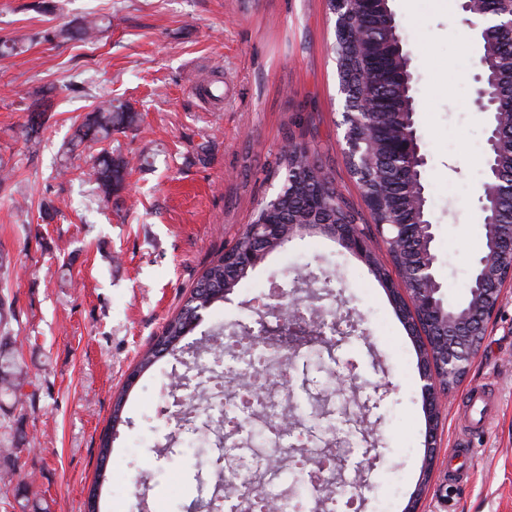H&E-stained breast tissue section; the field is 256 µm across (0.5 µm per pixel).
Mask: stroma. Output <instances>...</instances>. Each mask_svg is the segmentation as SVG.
<instances>
[{
  "instance_id": "stroma-1",
  "label": "stroma",
  "mask_w": 512,
  "mask_h": 512,
  "mask_svg": "<svg viewBox=\"0 0 512 512\" xmlns=\"http://www.w3.org/2000/svg\"><path fill=\"white\" fill-rule=\"evenodd\" d=\"M0 0V39L17 54L0 59V290L14 303V350L39 390L36 405L0 397V422L21 429L30 501L48 512H82L97 488L103 512H192L197 482L215 456L206 423L181 429L167 408L176 396L161 358L127 391L109 468L98 480L99 437L113 396L209 263L229 248L277 183L267 168L288 136L307 146L337 194L370 222L350 174L342 123L345 96L329 51L336 17L329 0ZM413 76L415 120L428 164L424 182L435 226L437 276L448 304L468 297L483 216L488 124L476 110L480 47L460 22L458 0H392ZM101 20L92 42L47 40L80 18ZM47 95L37 138L22 133L26 108ZM138 112L111 147L130 162L123 205L99 201L90 151H61L84 115L108 99ZM323 270L338 313L358 324L330 346L289 335L263 309L286 273ZM267 329L289 346L296 401L334 397L333 415L361 443L348 468L365 484L361 512L394 497L403 512L418 486L426 448L416 343L368 265L316 234L271 252L227 301L211 305L183 344L219 332ZM347 385L337 394L338 382ZM491 390L495 413L476 436L471 480L447 496L448 459L467 415L466 392ZM389 390L367 404L376 387ZM436 462L418 512H512V286L504 287L487 336L449 393L435 436Z\"/></svg>"
}]
</instances>
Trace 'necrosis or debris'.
<instances>
[{"mask_svg":"<svg viewBox=\"0 0 512 512\" xmlns=\"http://www.w3.org/2000/svg\"><path fill=\"white\" fill-rule=\"evenodd\" d=\"M285 354L280 344L253 335L222 341L185 373L187 398L175 404L173 416L185 425L203 413L219 429L227 492L223 512H357L358 498L346 490L352 477L342 467L350 441L311 456L312 439L281 425L288 412ZM285 457L307 474L304 499L274 474Z\"/></svg>","mask_w":512,"mask_h":512,"instance_id":"1","label":"necrosis or debris"}]
</instances>
